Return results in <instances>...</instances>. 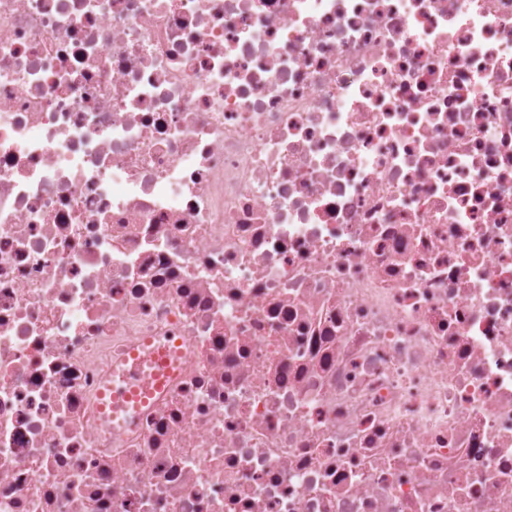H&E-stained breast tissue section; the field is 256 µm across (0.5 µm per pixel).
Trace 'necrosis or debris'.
I'll return each instance as SVG.
<instances>
[{"label": "necrosis or debris", "mask_w": 512, "mask_h": 512, "mask_svg": "<svg viewBox=\"0 0 512 512\" xmlns=\"http://www.w3.org/2000/svg\"><path fill=\"white\" fill-rule=\"evenodd\" d=\"M0 512H512V0H0Z\"/></svg>", "instance_id": "1"}]
</instances>
